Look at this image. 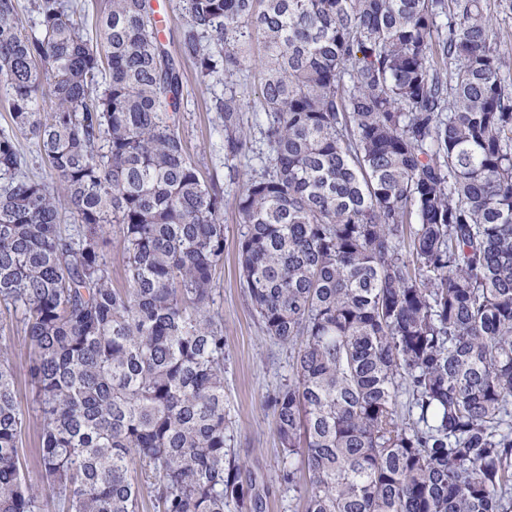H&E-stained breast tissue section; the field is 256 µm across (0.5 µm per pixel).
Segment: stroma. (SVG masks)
<instances>
[{"mask_svg": "<svg viewBox=\"0 0 512 512\" xmlns=\"http://www.w3.org/2000/svg\"><path fill=\"white\" fill-rule=\"evenodd\" d=\"M263 52L253 41L242 61L244 74L236 91L247 107L244 123L254 126L253 107L260 94L261 74L255 61ZM186 85L187 107L179 118V130L187 140L192 159L204 176H217L224 188V260L215 272V310L224 326V413L229 422L226 444L246 465L244 480L253 482L263 496L261 512H304L301 493L290 492L277 482L283 465L268 398L292 376L288 347L274 344L262 331L241 283L237 263L240 218L234 198L242 186L224 165V136L217 113L208 109L209 91L200 84L193 63L179 59ZM10 338V357L15 388L23 410L31 408L30 349L22 324L5 326Z\"/></svg>", "mask_w": 512, "mask_h": 512, "instance_id": "obj_1", "label": "stroma"}]
</instances>
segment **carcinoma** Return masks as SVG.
Segmentation results:
<instances>
[{"label": "carcinoma", "mask_w": 512, "mask_h": 512, "mask_svg": "<svg viewBox=\"0 0 512 512\" xmlns=\"http://www.w3.org/2000/svg\"><path fill=\"white\" fill-rule=\"evenodd\" d=\"M179 52L224 155L261 40L259 167L235 199L262 331L297 348L271 400L305 512H512V0H181ZM0 0V314L23 325L42 492L0 336V512H260L225 447L224 191L179 132L153 0ZM54 98L45 109L44 86ZM74 224L62 227V214ZM115 233L125 287L112 285ZM494 32L501 52L512 62V15L497 16L494 20ZM11 129L14 132L17 146L21 154L24 156L29 170L40 174V176H45L47 166L41 162V158L36 151L34 141L30 139L29 135L21 133L11 125V118L8 109L4 104L1 105L0 102V131L6 130L11 132ZM38 448V428L31 423L22 434L20 452L25 473L30 482L36 487L40 486L38 481V470L40 468Z\"/></svg>", "instance_id": "cac0c4a2"}]
</instances>
